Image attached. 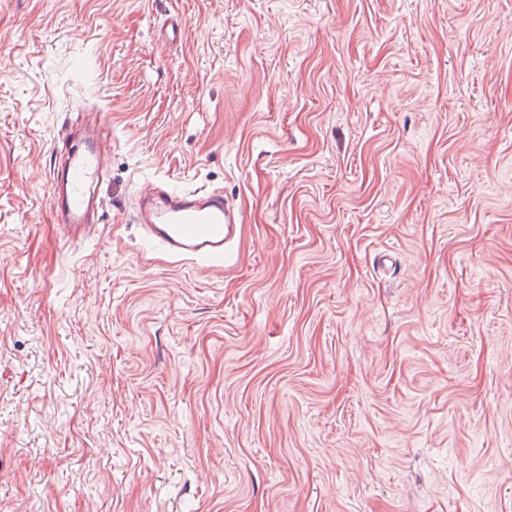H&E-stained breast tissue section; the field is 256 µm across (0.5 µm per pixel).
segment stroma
<instances>
[{"label": "stroma", "mask_w": 512, "mask_h": 512, "mask_svg": "<svg viewBox=\"0 0 512 512\" xmlns=\"http://www.w3.org/2000/svg\"><path fill=\"white\" fill-rule=\"evenodd\" d=\"M0 512H512V0H0ZM97 135L82 146L69 150L67 162L54 173L49 190V202L55 208L62 224H85L97 207L92 185L99 179V162L95 153L97 138L109 135L106 119L99 122ZM136 223L166 255L189 260L201 270L221 268L243 223L236 204L222 192L154 188L141 192Z\"/></svg>", "instance_id": "1"}]
</instances>
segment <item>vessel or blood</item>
<instances>
[{"label":"vessel or blood","instance_id":"obj_1","mask_svg":"<svg viewBox=\"0 0 512 512\" xmlns=\"http://www.w3.org/2000/svg\"><path fill=\"white\" fill-rule=\"evenodd\" d=\"M95 146L91 138L71 149L66 163L54 173L49 202L61 223H86L97 206L92 189L99 179ZM135 211L148 241L166 255L201 264L206 270L222 267L243 222L236 204L220 192L157 187L140 193Z\"/></svg>","mask_w":512,"mask_h":512}]
</instances>
